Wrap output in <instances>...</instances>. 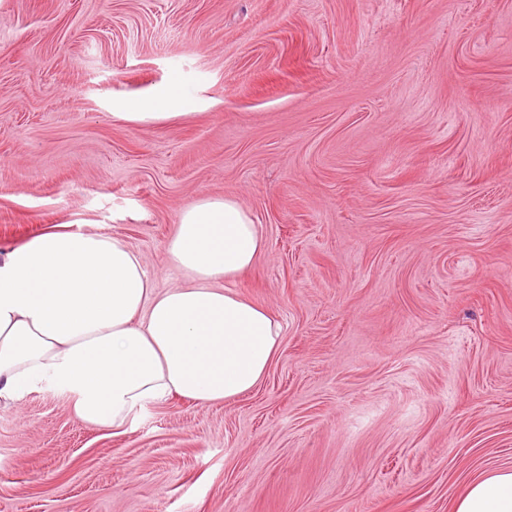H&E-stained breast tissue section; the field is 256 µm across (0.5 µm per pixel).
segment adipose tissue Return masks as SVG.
Wrapping results in <instances>:
<instances>
[{
    "label": "adipose tissue",
    "instance_id": "adipose-tissue-1",
    "mask_svg": "<svg viewBox=\"0 0 512 512\" xmlns=\"http://www.w3.org/2000/svg\"><path fill=\"white\" fill-rule=\"evenodd\" d=\"M266 243L230 198L184 209L165 245L183 284L160 289L140 253L108 234H40L0 259V400L46 388L82 422L123 428L171 396L201 404L255 389L283 328L228 288ZM453 512H512V467L478 473Z\"/></svg>",
    "mask_w": 512,
    "mask_h": 512
}]
</instances>
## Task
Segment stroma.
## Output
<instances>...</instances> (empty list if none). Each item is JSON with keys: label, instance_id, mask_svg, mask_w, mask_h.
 <instances>
[{"label": "stroma", "instance_id": "obj_1", "mask_svg": "<svg viewBox=\"0 0 512 512\" xmlns=\"http://www.w3.org/2000/svg\"><path fill=\"white\" fill-rule=\"evenodd\" d=\"M205 197L266 238L267 377L119 434L0 405V512H452L512 467V0H0V258L107 233L170 288Z\"/></svg>", "mask_w": 512, "mask_h": 512}]
</instances>
